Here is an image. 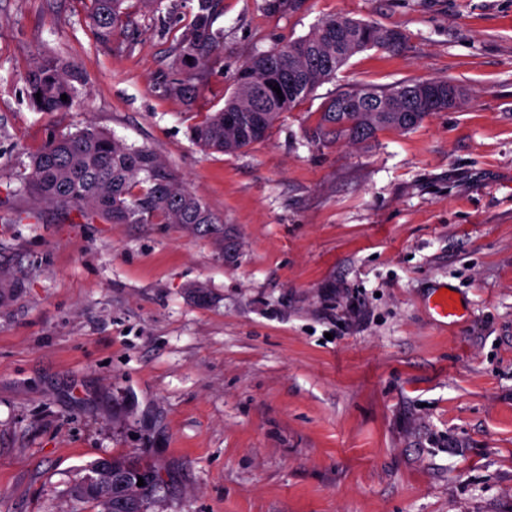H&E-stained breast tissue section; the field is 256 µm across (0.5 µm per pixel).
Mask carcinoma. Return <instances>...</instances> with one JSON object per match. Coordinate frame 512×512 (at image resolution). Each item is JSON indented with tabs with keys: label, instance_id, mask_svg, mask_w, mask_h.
I'll use <instances>...</instances> for the list:
<instances>
[{
	"label": "carcinoma",
	"instance_id": "1",
	"mask_svg": "<svg viewBox=\"0 0 512 512\" xmlns=\"http://www.w3.org/2000/svg\"><path fill=\"white\" fill-rule=\"evenodd\" d=\"M126 0H89L88 22L96 39L112 42L127 28ZM215 0H197L196 13L178 43L182 63L205 61L221 46L214 29ZM372 22L348 16L327 17L313 31L247 61L234 78L224 107L191 127L190 139L200 148L235 154L266 139L275 123L292 111L357 52L401 48L404 34L392 29V38ZM71 69L54 60L33 62L24 72L29 101L40 112H64L73 98ZM422 80L403 81L391 88L355 86L339 89L322 106L310 133L314 143L347 139L363 143L392 129L405 133L417 128L434 112L448 109L444 102L416 112L410 95ZM282 95H277L273 87ZM169 90L187 103L198 95L195 78H174ZM67 100H61V95ZM26 191L40 203L61 209L76 208L114 224H180L193 233L220 234L221 221L190 191L149 147H135L111 132L88 125L55 134L32 155ZM84 476L70 490L77 500L99 512H148L165 489L160 471L141 458L117 455L86 464ZM144 485H137L138 479Z\"/></svg>",
	"mask_w": 512,
	"mask_h": 512
}]
</instances>
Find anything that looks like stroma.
<instances>
[{"instance_id": "obj_1", "label": "stroma", "mask_w": 512, "mask_h": 512, "mask_svg": "<svg viewBox=\"0 0 512 512\" xmlns=\"http://www.w3.org/2000/svg\"><path fill=\"white\" fill-rule=\"evenodd\" d=\"M265 2L218 0L189 106L163 78L197 0L107 45L80 0H0V512H98L69 490L121 454L167 484L149 512H512V0ZM334 15L405 42L242 152L193 144L248 59ZM37 59L76 68L68 111L31 106ZM430 78L465 103L309 142L336 87ZM90 123L164 156L223 239L34 205L30 154ZM429 307L436 315L434 320L441 325L447 326L455 322L454 318L459 316L456 300L451 294H448L447 289L443 292H436L434 298L429 302Z\"/></svg>"}]
</instances>
